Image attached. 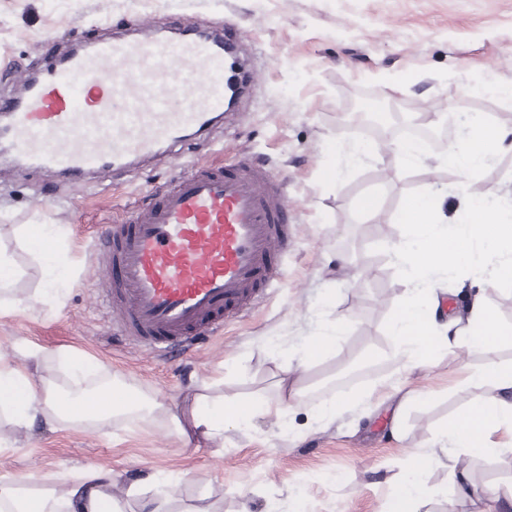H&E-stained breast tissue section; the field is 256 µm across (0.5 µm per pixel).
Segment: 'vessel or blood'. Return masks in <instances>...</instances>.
Returning a JSON list of instances; mask_svg holds the SVG:
<instances>
[{
    "label": "vessel or blood",
    "mask_w": 512,
    "mask_h": 512,
    "mask_svg": "<svg viewBox=\"0 0 512 512\" xmlns=\"http://www.w3.org/2000/svg\"><path fill=\"white\" fill-rule=\"evenodd\" d=\"M231 30L188 24L176 39H91L59 67L0 97L6 138L31 165L74 179L121 169L209 129L247 74L234 69ZM282 184L268 169L231 162L180 178L109 225L97 252L114 272L105 291L130 344L188 353L246 315L280 282L292 237Z\"/></svg>",
    "instance_id": "b4317fda"
}]
</instances>
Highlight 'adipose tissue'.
<instances>
[{"label": "adipose tissue", "mask_w": 512, "mask_h": 512, "mask_svg": "<svg viewBox=\"0 0 512 512\" xmlns=\"http://www.w3.org/2000/svg\"><path fill=\"white\" fill-rule=\"evenodd\" d=\"M506 151H512V128L489 123L484 118L470 119L462 137L448 145L437 158L438 165L464 173L482 170ZM398 219L407 224L412 238L399 245L394 257L408 276L409 286L392 323L399 340L396 361L413 368L430 369L442 349L464 347L488 353L503 340L506 331L483 299H475L469 308L466 327L449 319L435 297L438 283L458 269L470 276L485 277L494 283L512 282V203L506 197L488 193L477 199L459 200L449 207L443 192H429L409 198ZM54 224L27 227L31 249L55 276H63L69 261L56 251ZM74 382L72 396H62L59 388L45 378L33 377L11 367L0 356V404L10 410L19 426L35 419L46 424L78 422L109 424L137 419L148 423H176L165 402L115 381L88 385L95 371L70 363ZM464 381L495 390L492 399L472 402L458 416L440 429L435 440L449 454L448 468L454 471L457 492H465L467 473L459 468V455L493 456L503 446L495 433L512 438V366L485 364L476 371H466ZM278 399L269 402L256 396L212 398L197 396L190 409L191 423L206 439L220 441L224 430L234 426L250 428L259 415H278L288 409L303 393L298 377L282 371L278 381ZM433 457L412 454L395 482L387 512H419ZM114 481L106 469H90L77 474L65 490L30 489L27 480L15 479L0 485V512H118L119 502L112 495Z\"/></svg>", "instance_id": "1"}]
</instances>
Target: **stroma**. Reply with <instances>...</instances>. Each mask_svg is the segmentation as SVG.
Wrapping results in <instances>:
<instances>
[{
  "mask_svg": "<svg viewBox=\"0 0 512 512\" xmlns=\"http://www.w3.org/2000/svg\"><path fill=\"white\" fill-rule=\"evenodd\" d=\"M232 24L249 70V90L211 133L132 169L72 180L22 166L0 174V250L22 277L0 313V352L35 376L69 383L60 354L99 364L103 379H120L188 408L195 396L277 395L280 370L302 376L305 391L286 417H259L253 428L224 432L223 442L186 443L172 428L136 422L93 426L42 421L22 428L0 409V480L28 476L33 487L69 483L90 467L111 470L123 512H141L155 496L151 475L183 474L169 512H385L401 463L435 446V432L485 387L461 373L486 360L512 363V336L490 355L456 347L429 370L401 371L391 322L407 279L392 257L407 237L400 204L430 191L474 194L476 186L512 191V152L467 176L424 160L404 165L393 147L357 164L335 144L367 140L339 118L361 94L380 103L433 105L439 112L478 113L512 128V101L477 100L474 89L512 83V0H0V94L43 69L50 55L69 52L95 34L139 28L169 31L184 22ZM404 76L400 86L386 78ZM253 160L283 184L294 226L283 254L281 282L246 317L225 325L192 352L165 359L113 341L116 325L102 302L112 270L92 248L102 227L126 218L130 206L173 184L197 166ZM337 168L328 180L324 168ZM373 194L375 211L356 209ZM59 224L71 275L59 299L20 227ZM448 316L465 318L484 295L500 324L512 328V285L493 287L465 274L442 281ZM344 329L333 355L309 369L301 348L329 322ZM357 372V390H382L396 380L421 391L390 433L396 401L317 415L319 392L343 396L336 379ZM481 502L457 499L446 463L431 469L420 512H512V453L462 456Z\"/></svg>",
  "mask_w": 512,
  "mask_h": 512,
  "instance_id": "1",
  "label": "stroma"
}]
</instances>
